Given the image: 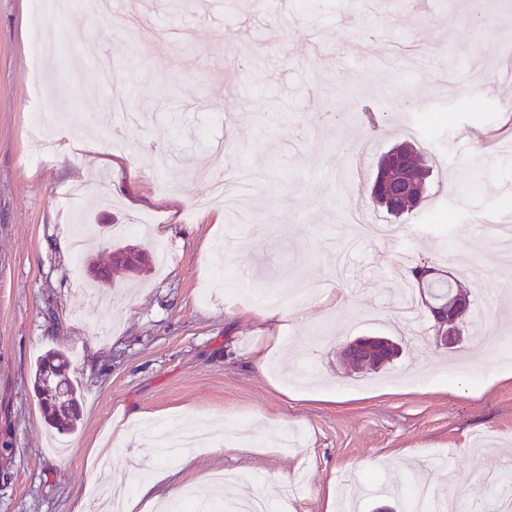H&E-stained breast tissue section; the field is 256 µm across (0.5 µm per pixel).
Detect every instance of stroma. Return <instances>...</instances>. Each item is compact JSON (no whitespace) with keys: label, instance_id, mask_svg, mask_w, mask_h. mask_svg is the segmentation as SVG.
<instances>
[{"label":"stroma","instance_id":"1","mask_svg":"<svg viewBox=\"0 0 512 512\" xmlns=\"http://www.w3.org/2000/svg\"><path fill=\"white\" fill-rule=\"evenodd\" d=\"M114 0L94 13L0 0V512H79L122 475L168 473L182 512L244 492L269 499L305 473L288 512H327L329 487L358 483L356 512H405L412 488L460 487V512H486V476L512 477V272L498 268L475 220L512 225V151L492 132L507 119L495 75L512 57V0ZM93 41L75 80L65 56ZM57 151L26 164L38 114ZM94 150L62 152L70 142ZM427 157L419 208L394 218L368 189L394 143ZM118 157L120 165L109 162ZM246 174L240 219L202 203L216 179ZM87 189L77 209L61 194ZM455 229H433L438 213ZM165 248V270L133 275L112 247ZM110 267L106 302H87L88 258ZM461 279L501 349L437 348L432 322L404 328L407 270L419 262ZM341 304L268 298L296 281ZM395 337L402 354L378 373L347 372L339 345ZM278 337L265 365L256 351ZM71 359L81 421L53 437L33 387L38 359ZM481 360L480 372L461 376ZM212 448L191 466L161 453L145 426L178 437L184 418ZM111 463L89 457L123 428Z\"/></svg>","mask_w":512,"mask_h":512}]
</instances>
